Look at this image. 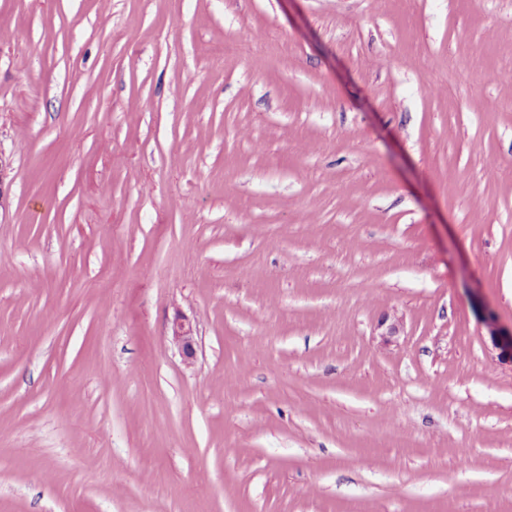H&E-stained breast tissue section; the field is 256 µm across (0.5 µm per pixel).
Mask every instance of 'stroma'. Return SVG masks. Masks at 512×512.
Returning <instances> with one entry per match:
<instances>
[{
	"label": "stroma",
	"mask_w": 512,
	"mask_h": 512,
	"mask_svg": "<svg viewBox=\"0 0 512 512\" xmlns=\"http://www.w3.org/2000/svg\"><path fill=\"white\" fill-rule=\"evenodd\" d=\"M492 322L512 0H0V512H512ZM173 342L179 347L182 356L188 363L195 355L192 324L182 316H177L172 324Z\"/></svg>",
	"instance_id": "stroma-1"
}]
</instances>
